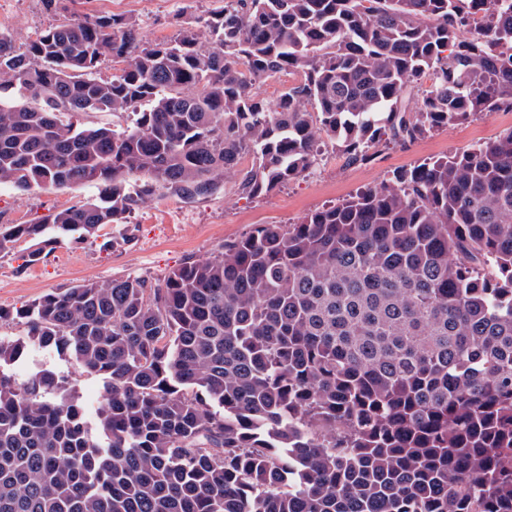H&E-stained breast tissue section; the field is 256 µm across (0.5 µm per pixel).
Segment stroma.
Here are the masks:
<instances>
[{
  "label": "stroma",
  "mask_w": 512,
  "mask_h": 512,
  "mask_svg": "<svg viewBox=\"0 0 512 512\" xmlns=\"http://www.w3.org/2000/svg\"><path fill=\"white\" fill-rule=\"evenodd\" d=\"M224 0H78L71 12L119 13L135 21L146 43L174 40L182 29L202 31L208 15ZM42 0H0V31L25 45L53 23ZM512 130V112H487L448 125L406 145L379 146L366 163H347L334 144L312 170L259 198L240 197L233 187L191 203L164 194L140 206L126 223L108 224L90 237H66L37 264L25 256L30 243L19 240L0 250V307L13 310L77 285L119 277L156 281L184 262L214 256L224 242L263 224H293L332 206L357 190L377 188L393 172L490 143ZM92 184L49 191L16 190L0 184V222L36 224L56 211L97 199Z\"/></svg>",
  "instance_id": "1"
}]
</instances>
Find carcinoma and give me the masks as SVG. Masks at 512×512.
I'll return each mask as SVG.
<instances>
[{"label": "carcinoma", "instance_id": "obj_1", "mask_svg": "<svg viewBox=\"0 0 512 512\" xmlns=\"http://www.w3.org/2000/svg\"><path fill=\"white\" fill-rule=\"evenodd\" d=\"M144 43L120 14L0 31V183L101 187L0 249L95 235L156 194L265 195L512 112V0H225ZM105 57L122 64L109 78ZM301 73L275 100L256 85ZM131 111L121 131L65 112ZM251 164L243 165L245 158ZM0 512H512V130L264 224L161 282L47 294L0 322ZM52 349L102 384L16 368ZM32 356L47 367L72 371V382L75 390L89 406L97 407L102 402V387L97 379L83 376L77 371L74 372V369H71L70 365L61 360L52 350L35 351Z\"/></svg>", "mask_w": 512, "mask_h": 512}]
</instances>
